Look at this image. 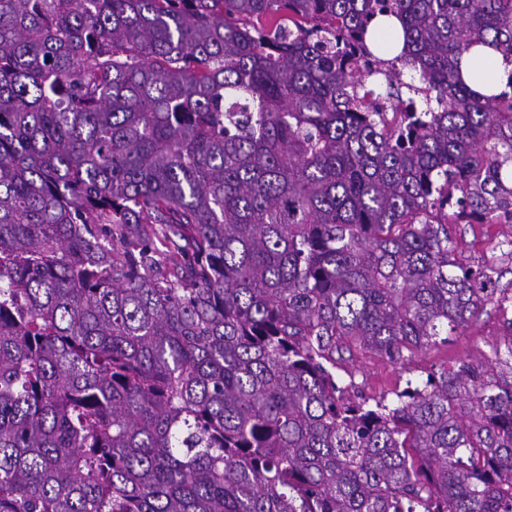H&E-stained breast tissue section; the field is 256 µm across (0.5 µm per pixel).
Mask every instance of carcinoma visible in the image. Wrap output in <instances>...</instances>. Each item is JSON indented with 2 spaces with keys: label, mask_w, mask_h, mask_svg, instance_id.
I'll use <instances>...</instances> for the list:
<instances>
[{
  "label": "carcinoma",
  "mask_w": 512,
  "mask_h": 512,
  "mask_svg": "<svg viewBox=\"0 0 512 512\" xmlns=\"http://www.w3.org/2000/svg\"><path fill=\"white\" fill-rule=\"evenodd\" d=\"M480 46L512 0H0V512H512V318L336 375L504 301L448 236L512 224ZM373 27H386L378 33L382 40L391 41L395 45L394 55L400 54L404 48V33L399 20L395 17H381L375 19ZM503 319L497 304H487L483 311L472 318L470 323L456 336H450L448 345L437 346L417 351L406 357L403 362H390L386 358L363 349H353L345 353L337 370L349 383L350 374L355 386L350 395H363L386 401L396 398L394 392L407 387V382L425 379L428 372L441 365L453 364L464 359H481L489 352L490 346L502 333ZM345 370V371H343Z\"/></svg>",
  "instance_id": "cac0c4a2"
}]
</instances>
